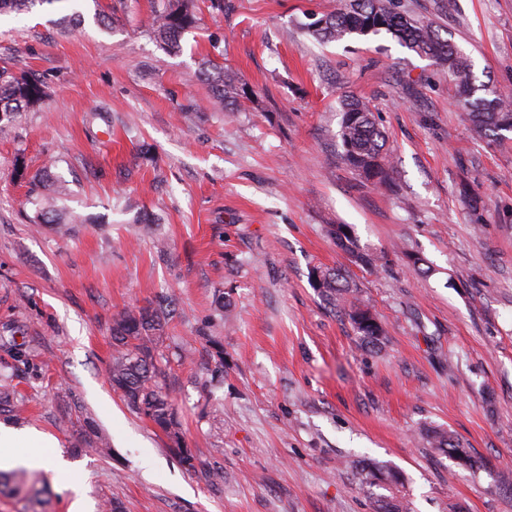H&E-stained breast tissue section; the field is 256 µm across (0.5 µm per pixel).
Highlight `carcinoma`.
Listing matches in <instances>:
<instances>
[{"mask_svg": "<svg viewBox=\"0 0 512 512\" xmlns=\"http://www.w3.org/2000/svg\"><path fill=\"white\" fill-rule=\"evenodd\" d=\"M200 21L195 0H161L153 11L149 29L156 41L171 51L180 48L181 37ZM308 34L324 40H342L352 35L368 36L382 31L416 55L433 60L448 70V77L458 89V104L467 112L478 136L498 139L512 129V97L505 96L490 83H475L473 65L464 52L443 37L431 23L400 12L393 0H345L335 13L305 25ZM211 104L232 112L239 98L248 97L237 76L209 65L203 69ZM45 86L6 65L0 66V133L9 131L7 121L42 103ZM341 157L346 165L365 180L385 183L387 169L386 135L374 112L362 100L351 97L343 104L338 131ZM49 165L40 176L28 180L29 203L34 207L33 224H52L60 234L69 235L84 218L66 205L69 190L65 181L52 173ZM346 225L331 224L328 232L336 247L350 262L361 268H377L383 256L360 244ZM312 285L319 289L339 317L346 319L362 341L377 344L387 336L386 327L369 309L356 304L357 285L342 268L312 271ZM173 310L166 300L138 309L124 310L112 317L109 327L112 359L108 377L112 389L127 406L151 422L168 438L169 449L189 469H195L196 457L188 448L175 403L158 381L160 348ZM23 397L12 380L0 379V410L20 415ZM432 448L472 464L460 441L446 430L421 432Z\"/></svg>", "mask_w": 512, "mask_h": 512, "instance_id": "1", "label": "carcinoma"}]
</instances>
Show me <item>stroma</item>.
<instances>
[{
	"mask_svg": "<svg viewBox=\"0 0 512 512\" xmlns=\"http://www.w3.org/2000/svg\"><path fill=\"white\" fill-rule=\"evenodd\" d=\"M176 52L148 23L156 0H36L0 14V58L47 96L0 136V326L25 359L24 419L51 440L39 500L0 512H512V131L478 138L446 71L381 33L319 42L303 26L339 0H197ZM512 94V0H397ZM252 91L234 118L206 106L204 62ZM366 102L392 183L341 158V103ZM85 222L34 228L15 176L49 161ZM351 226L383 268L351 265L327 233ZM344 267L385 322L362 343L310 283ZM168 297L160 382L198 459L130 411L106 375L114 314ZM224 345V373L198 332ZM111 453L84 444L86 420ZM444 428L477 461L425 447ZM397 472L363 482L360 463ZM221 472L218 480L209 470Z\"/></svg>",
	"mask_w": 512,
	"mask_h": 512,
	"instance_id": "1",
	"label": "stroma"
}]
</instances>
